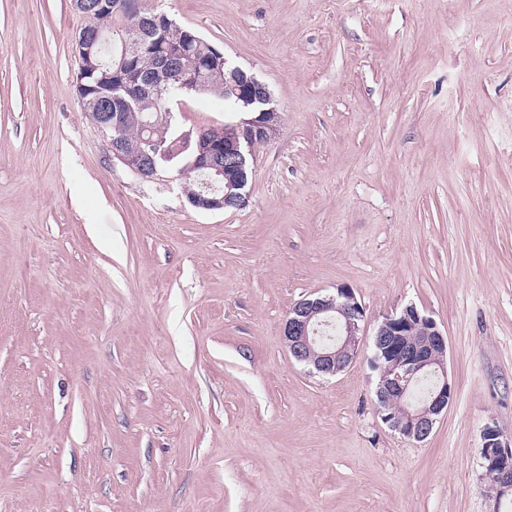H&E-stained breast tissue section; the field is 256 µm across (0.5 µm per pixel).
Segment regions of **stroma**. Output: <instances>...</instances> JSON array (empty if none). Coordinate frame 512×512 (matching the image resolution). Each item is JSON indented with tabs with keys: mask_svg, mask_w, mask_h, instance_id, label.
I'll list each match as a JSON object with an SVG mask.
<instances>
[{
	"mask_svg": "<svg viewBox=\"0 0 512 512\" xmlns=\"http://www.w3.org/2000/svg\"><path fill=\"white\" fill-rule=\"evenodd\" d=\"M270 89L249 203L110 158L76 89L72 0H0V512H488L512 435V0H142ZM179 128L238 122L205 95ZM352 288L373 334L448 338L431 435L361 354L290 359V309ZM481 467L484 476L496 488L490 497L493 507L488 512H499L501 501L512 496V436L510 439L493 424H486L481 434Z\"/></svg>",
	"mask_w": 512,
	"mask_h": 512,
	"instance_id": "35a3bbf8",
	"label": "stroma"
}]
</instances>
